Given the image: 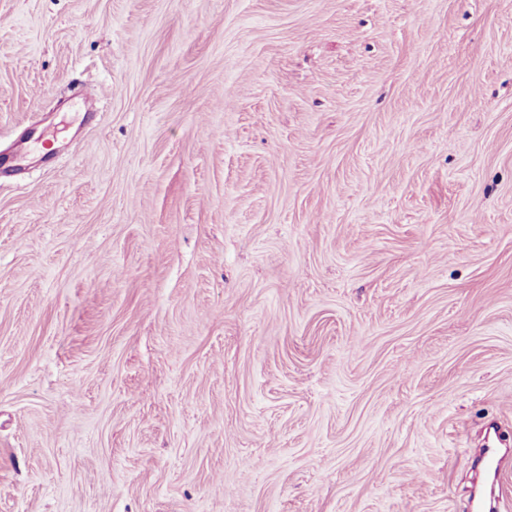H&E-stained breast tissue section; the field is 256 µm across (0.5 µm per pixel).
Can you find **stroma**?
<instances>
[{"label":"stroma","instance_id":"35a3bbf8","mask_svg":"<svg viewBox=\"0 0 512 512\" xmlns=\"http://www.w3.org/2000/svg\"><path fill=\"white\" fill-rule=\"evenodd\" d=\"M512 443V0H0V512H469ZM508 457H510L509 448L485 445L480 449L477 465L484 473L493 474L496 477Z\"/></svg>","mask_w":512,"mask_h":512}]
</instances>
